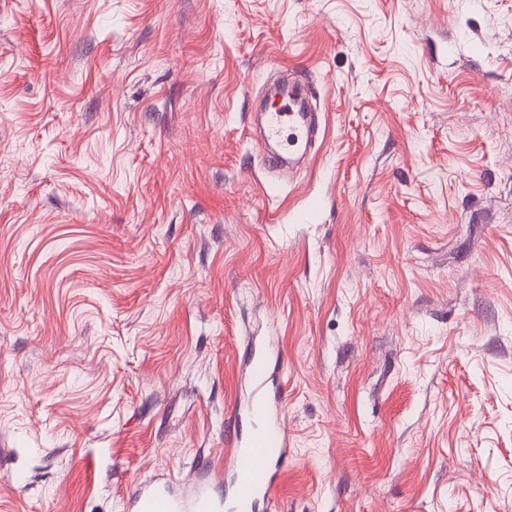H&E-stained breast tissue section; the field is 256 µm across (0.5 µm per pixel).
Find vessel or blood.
Instances as JSON below:
<instances>
[{"instance_id":"obj_1","label":"vessel or blood","mask_w":512,"mask_h":512,"mask_svg":"<svg viewBox=\"0 0 512 512\" xmlns=\"http://www.w3.org/2000/svg\"><path fill=\"white\" fill-rule=\"evenodd\" d=\"M306 83L304 74L293 72L287 82V96L277 108L262 115L259 144L268 167L281 164L273 145L287 143L289 155L300 158L316 141L317 115L308 111L301 94ZM247 368L255 384L248 405L252 427L234 439L232 451L225 459L235 478L232 498L217 503L202 484L185 496L174 495L164 486L145 487L133 494L134 512H254L259 501L276 490L277 474L272 471L271 463L288 452V436L280 417V397L265 389L268 365L263 352L250 349Z\"/></svg>"}]
</instances>
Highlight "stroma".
<instances>
[{"label":"stroma","instance_id":"35a3bbf8","mask_svg":"<svg viewBox=\"0 0 512 512\" xmlns=\"http://www.w3.org/2000/svg\"><path fill=\"white\" fill-rule=\"evenodd\" d=\"M322 114L296 173L253 105ZM512 0H0V512H125L231 451L258 512H512ZM246 364L249 378L256 384L248 405L252 428L244 436H235L233 449L225 459L235 478L232 498L217 503L203 484L185 496L174 495L165 486L145 487L133 494L135 512H253L261 499L276 490L277 474L271 463L288 453V435L280 417V392L271 395L265 389L268 365L264 351L251 345Z\"/></svg>","mask_w":512,"mask_h":512}]
</instances>
